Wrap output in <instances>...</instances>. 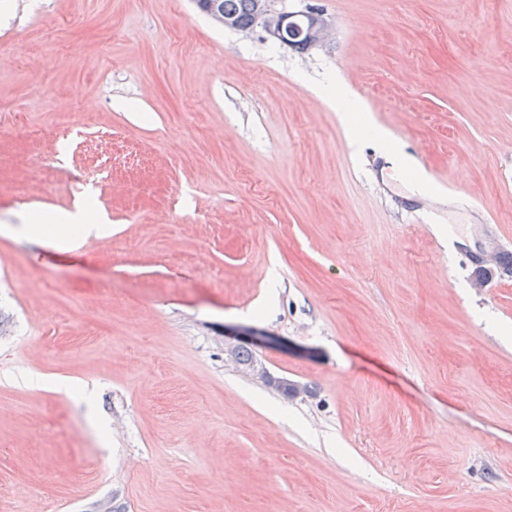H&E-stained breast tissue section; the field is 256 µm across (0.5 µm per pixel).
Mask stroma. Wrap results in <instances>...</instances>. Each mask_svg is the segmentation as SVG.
Returning <instances> with one entry per match:
<instances>
[{
    "label": "stroma",
    "mask_w": 512,
    "mask_h": 512,
    "mask_svg": "<svg viewBox=\"0 0 512 512\" xmlns=\"http://www.w3.org/2000/svg\"><path fill=\"white\" fill-rule=\"evenodd\" d=\"M276 4L329 40L0 0V512H512V269L466 261L512 249V0ZM336 112L340 113V120L349 128L353 130L352 139L355 143L359 136V130L362 128L370 129L374 137L378 142L385 148L388 157L391 159V163L395 170L399 173L404 172V166L401 161L400 151L397 144L392 142L383 132L380 130L370 127L368 125V118L365 112H368L367 108L354 98L349 91L344 93V97L340 100L336 107ZM42 219L55 224H26V232H30L34 236L35 233L52 232L56 235L58 248L64 251L75 249L80 238L103 231L105 227L86 206H81L74 214H49L44 215Z\"/></svg>",
    "instance_id": "obj_1"
}]
</instances>
